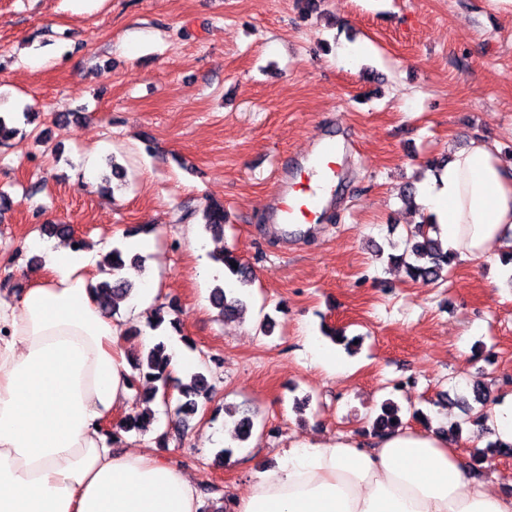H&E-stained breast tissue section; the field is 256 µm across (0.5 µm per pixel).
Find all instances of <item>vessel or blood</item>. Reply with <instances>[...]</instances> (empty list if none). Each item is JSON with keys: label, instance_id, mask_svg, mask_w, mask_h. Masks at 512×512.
Wrapping results in <instances>:
<instances>
[{"label": "vessel or blood", "instance_id": "b4317fda", "mask_svg": "<svg viewBox=\"0 0 512 512\" xmlns=\"http://www.w3.org/2000/svg\"><path fill=\"white\" fill-rule=\"evenodd\" d=\"M314 166L321 175L319 188H312L303 173H296L277 197L276 218L281 224H316L320 221L322 194L334 182L340 166V151L332 143H317Z\"/></svg>", "mask_w": 512, "mask_h": 512}]
</instances>
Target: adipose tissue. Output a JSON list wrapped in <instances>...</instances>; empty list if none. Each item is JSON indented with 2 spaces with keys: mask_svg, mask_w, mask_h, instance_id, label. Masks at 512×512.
Wrapping results in <instances>:
<instances>
[{
  "mask_svg": "<svg viewBox=\"0 0 512 512\" xmlns=\"http://www.w3.org/2000/svg\"><path fill=\"white\" fill-rule=\"evenodd\" d=\"M458 260L512 247V159L472 139L422 188ZM101 255L48 244L19 296L0 295V512H199L198 484L157 447L122 451L100 425L130 396L132 351L89 273ZM229 512H512L465 464L456 439L398 428L300 437L255 474Z\"/></svg>",
  "mask_w": 512,
  "mask_h": 512,
  "instance_id": "1",
  "label": "adipose tissue"
}]
</instances>
